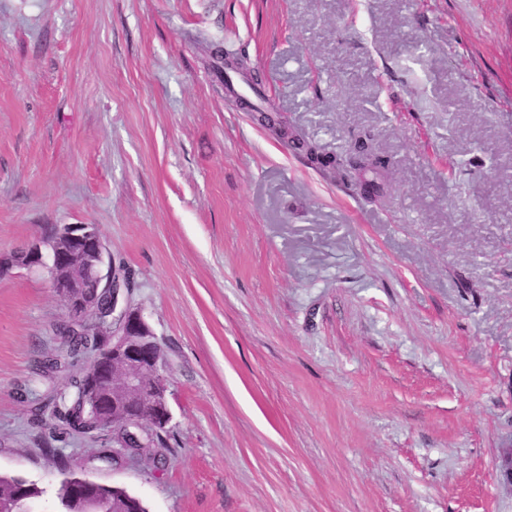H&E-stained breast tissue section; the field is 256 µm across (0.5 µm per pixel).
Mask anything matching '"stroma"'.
Wrapping results in <instances>:
<instances>
[{
    "label": "stroma",
    "instance_id": "stroma-1",
    "mask_svg": "<svg viewBox=\"0 0 512 512\" xmlns=\"http://www.w3.org/2000/svg\"><path fill=\"white\" fill-rule=\"evenodd\" d=\"M320 152L240 109L205 46ZM385 161L370 200L346 161ZM96 225L165 356L163 466L19 389L64 302L0 276V474L51 438L148 512H512V0H0V251Z\"/></svg>",
    "mask_w": 512,
    "mask_h": 512
}]
</instances>
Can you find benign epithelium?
<instances>
[{
    "label": "benign epithelium",
    "mask_w": 512,
    "mask_h": 512,
    "mask_svg": "<svg viewBox=\"0 0 512 512\" xmlns=\"http://www.w3.org/2000/svg\"><path fill=\"white\" fill-rule=\"evenodd\" d=\"M15 268L49 270L50 282L64 301L71 320L87 323L93 317H112V353L96 349L85 353V370L92 391H108L112 405H133L138 416H124L123 422L104 420L98 424L103 433L112 434V456L126 447L124 437L133 435L139 426L161 424L167 428L172 420L167 380L162 373L165 358L157 337L142 312L130 302L132 289L123 273L109 265L106 246L92 224H62L52 235H40L20 252H0V274ZM84 284L95 290L94 306L70 294V288ZM113 486L87 478L71 485L76 512H97L99 499L94 491H110Z\"/></svg>",
    "instance_id": "obj_1"
}]
</instances>
